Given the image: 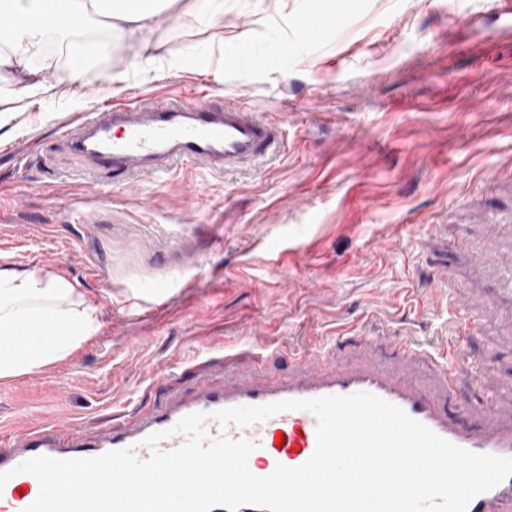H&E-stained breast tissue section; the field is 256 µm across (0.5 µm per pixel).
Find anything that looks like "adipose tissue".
<instances>
[{
    "label": "adipose tissue",
    "mask_w": 512,
    "mask_h": 512,
    "mask_svg": "<svg viewBox=\"0 0 512 512\" xmlns=\"http://www.w3.org/2000/svg\"><path fill=\"white\" fill-rule=\"evenodd\" d=\"M164 15L215 26L224 0H0V77H9L16 99L42 93L32 61L47 37L82 68L95 64L110 34L137 46L141 63L152 65L163 47ZM75 293L72 283L38 269L21 276L0 270V378L69 355L100 329L94 307H74Z\"/></svg>",
    "instance_id": "obj_1"
}]
</instances>
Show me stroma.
I'll return each mask as SVG.
<instances>
[{"instance_id":"1","label":"stroma","mask_w":512,"mask_h":512,"mask_svg":"<svg viewBox=\"0 0 512 512\" xmlns=\"http://www.w3.org/2000/svg\"><path fill=\"white\" fill-rule=\"evenodd\" d=\"M312 16L327 25L299 39L295 22ZM161 32L166 51L201 57L145 75L137 48L118 45L77 74L50 54L46 95L0 134V268L72 282L101 321L71 354L0 379V431L102 425L171 368L245 336L268 344L267 375L292 347L366 332L387 358L407 336L451 352L457 399L512 413V296L497 275L512 268V224L488 222L512 211L501 0H224L223 26L185 16ZM201 90L279 120L283 149L130 190L40 149L105 101Z\"/></svg>"}]
</instances>
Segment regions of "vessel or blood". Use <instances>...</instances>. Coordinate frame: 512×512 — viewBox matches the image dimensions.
<instances>
[{
  "instance_id": "b4317fda",
  "label": "vessel or blood",
  "mask_w": 512,
  "mask_h": 512,
  "mask_svg": "<svg viewBox=\"0 0 512 512\" xmlns=\"http://www.w3.org/2000/svg\"><path fill=\"white\" fill-rule=\"evenodd\" d=\"M282 141L280 123L255 108L198 96L107 104L61 127L48 149L76 159L87 176L105 171L118 185L129 188L140 177L160 178L178 166L221 173L255 163L279 151ZM374 343V337H363L359 353L350 362L341 359L333 342L290 349L291 369L270 378L256 377L239 367L244 357L262 362L267 346L258 341L225 351L220 365L199 355L174 369V385L164 384L145 394L133 409L97 429L55 423L1 433L0 473L37 456L94 458L128 447L138 460L145 461L152 454L144 443L146 437L168 431L159 448L176 449L186 438L173 433V426L187 415L204 413L208 416V440L227 437L257 442L248 463L264 477L277 465L297 467L312 456L317 443L316 417L306 410H294L244 429H224L211 420V413L358 392L399 406L456 446L512 457V416L488 410L478 419L466 404L450 405L447 365H440L439 377L419 379L414 370L424 351L411 339L394 344L390 362L374 354ZM39 492L37 478L29 473L21 479L11 478L0 489V494L26 505L32 504ZM467 512H512V475L473 498Z\"/></svg>"
}]
</instances>
